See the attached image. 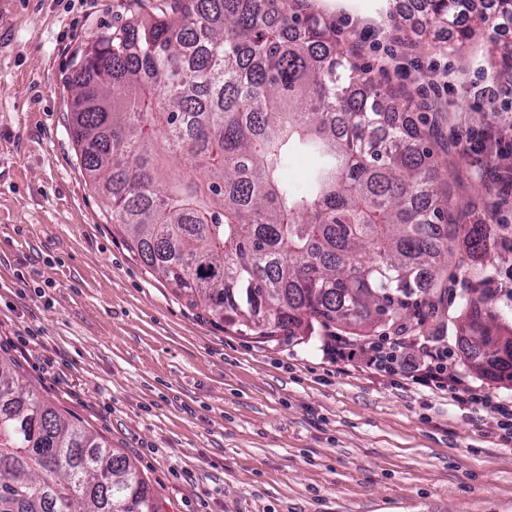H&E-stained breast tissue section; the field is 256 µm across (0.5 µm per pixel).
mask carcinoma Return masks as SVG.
Segmentation results:
<instances>
[{
    "label": "carcinoma",
    "mask_w": 512,
    "mask_h": 512,
    "mask_svg": "<svg viewBox=\"0 0 512 512\" xmlns=\"http://www.w3.org/2000/svg\"><path fill=\"white\" fill-rule=\"evenodd\" d=\"M81 51L65 128L111 223L190 304L267 342L408 318L448 259L512 258L506 224H461L429 143L307 0H145ZM471 0H426L464 50ZM309 159L305 186L283 177ZM496 293L467 299L460 357L512 381ZM0 512H160L122 453L0 358Z\"/></svg>",
    "instance_id": "carcinoma-1"
}]
</instances>
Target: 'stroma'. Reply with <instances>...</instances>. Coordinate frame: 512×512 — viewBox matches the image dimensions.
<instances>
[{
    "instance_id": "obj_1",
    "label": "stroma",
    "mask_w": 512,
    "mask_h": 512,
    "mask_svg": "<svg viewBox=\"0 0 512 512\" xmlns=\"http://www.w3.org/2000/svg\"><path fill=\"white\" fill-rule=\"evenodd\" d=\"M410 0H311L358 44L407 111L437 118L451 202L466 224H511L512 191L486 174L472 135L512 131V72L486 29L463 52L401 16ZM132 0H0V349L28 384L136 466L161 512H512V445L497 414L448 392L338 361V326L261 343L208 319L151 275L108 224L63 127L80 49ZM434 317L354 337L388 338L417 362L455 348L467 285L500 259L453 270Z\"/></svg>"
}]
</instances>
